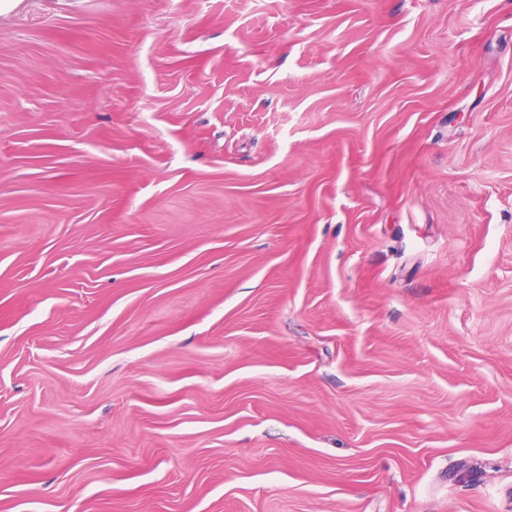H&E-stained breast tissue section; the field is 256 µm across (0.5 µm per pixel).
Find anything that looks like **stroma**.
I'll return each mask as SVG.
<instances>
[{"instance_id":"1","label":"stroma","mask_w":512,"mask_h":512,"mask_svg":"<svg viewBox=\"0 0 512 512\" xmlns=\"http://www.w3.org/2000/svg\"><path fill=\"white\" fill-rule=\"evenodd\" d=\"M0 512H512V0H0Z\"/></svg>"}]
</instances>
